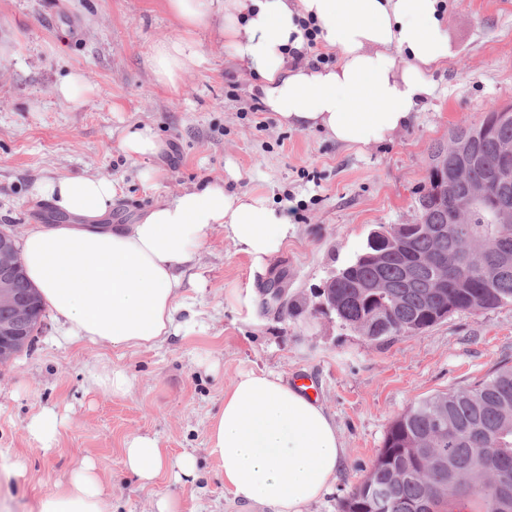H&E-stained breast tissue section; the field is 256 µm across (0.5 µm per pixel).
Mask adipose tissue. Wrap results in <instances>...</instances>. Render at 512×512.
Masks as SVG:
<instances>
[{
    "label": "adipose tissue",
    "instance_id": "1",
    "mask_svg": "<svg viewBox=\"0 0 512 512\" xmlns=\"http://www.w3.org/2000/svg\"><path fill=\"white\" fill-rule=\"evenodd\" d=\"M178 34L158 40L148 65L157 85L178 90L203 61L208 33L249 73L252 91L278 120L362 148L389 139L432 96V73L448 57L444 0H163ZM318 28L333 64L312 63L304 22ZM37 196L71 216L33 224L21 241L28 279L67 336L122 349H149L174 331L195 248L222 228L256 269L294 233L285 209L260 193L204 181L132 224H108L116 188L99 176L39 181ZM207 453L240 502L304 512L329 492L345 458L332 415L272 372H248L224 392ZM124 468L150 484L163 472L196 473V457L170 458L156 438L129 437ZM33 512H111L93 463L40 497Z\"/></svg>",
    "mask_w": 512,
    "mask_h": 512
}]
</instances>
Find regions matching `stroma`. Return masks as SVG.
<instances>
[{
	"label": "stroma",
	"instance_id": "35a3bbf8",
	"mask_svg": "<svg viewBox=\"0 0 512 512\" xmlns=\"http://www.w3.org/2000/svg\"><path fill=\"white\" fill-rule=\"evenodd\" d=\"M446 3L449 55L431 75L433 97L391 140L358 149L280 126L250 94L251 77L207 41L203 65L179 90L158 86L148 51L177 33L163 0H0V229L19 237L33 222L65 221L33 192L43 178L61 175L111 179L116 224L210 180L286 205L295 227L262 273L223 229L210 231L176 332L156 348L72 342L45 312L32 347L0 364L1 505L31 512L90 462L112 512H148L163 495L180 499L183 512H268L235 501L205 451L225 390L241 374L265 370L290 382L311 378L334 417L345 461L330 493L305 512H340L411 404L512 365V303L452 314L384 346L311 313L331 270L353 259L372 229L415 222L431 144L512 106V0ZM73 73L90 87L77 106L56 94ZM145 125L163 151L128 155L124 138ZM281 273L303 309L294 318L263 305ZM236 291L250 294V308L238 307ZM106 368L127 374L128 392L95 382ZM44 411L57 423L47 447L28 432ZM134 434L156 437L173 459L195 450L196 479L178 482L168 472L141 484L122 463Z\"/></svg>",
	"mask_w": 512,
	"mask_h": 512
}]
</instances>
